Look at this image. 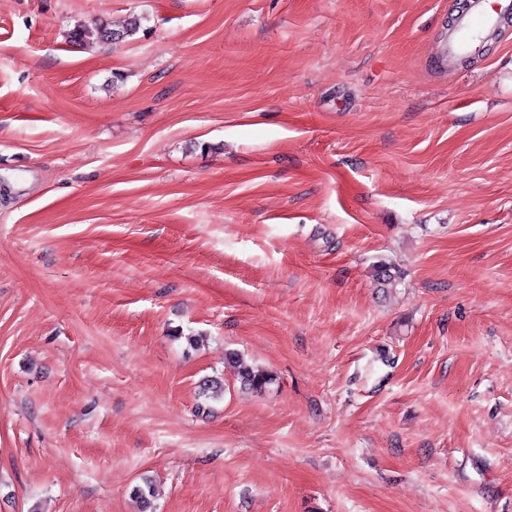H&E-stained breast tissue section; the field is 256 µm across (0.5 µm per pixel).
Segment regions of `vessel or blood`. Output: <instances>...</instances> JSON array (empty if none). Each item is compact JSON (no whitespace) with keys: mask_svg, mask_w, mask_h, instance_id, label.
Masks as SVG:
<instances>
[{"mask_svg":"<svg viewBox=\"0 0 512 512\" xmlns=\"http://www.w3.org/2000/svg\"><path fill=\"white\" fill-rule=\"evenodd\" d=\"M512 23V0H470L458 14L441 52L442 61L456 64L481 54L486 35L501 32Z\"/></svg>","mask_w":512,"mask_h":512,"instance_id":"vessel-or-blood-1","label":"vessel or blood"}]
</instances>
